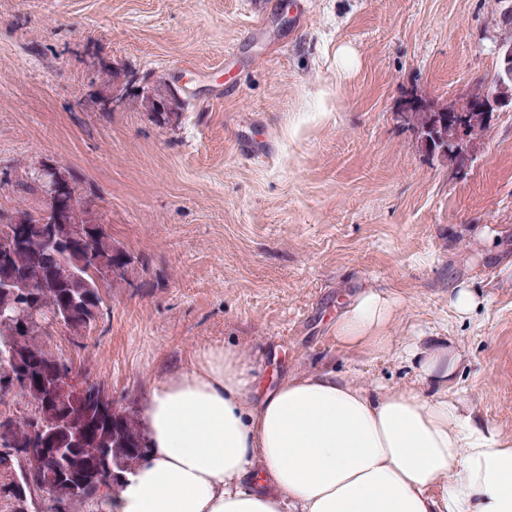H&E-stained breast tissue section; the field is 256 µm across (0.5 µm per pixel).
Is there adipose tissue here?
<instances>
[{
  "instance_id": "ef3b65f1",
  "label": "adipose tissue",
  "mask_w": 512,
  "mask_h": 512,
  "mask_svg": "<svg viewBox=\"0 0 512 512\" xmlns=\"http://www.w3.org/2000/svg\"><path fill=\"white\" fill-rule=\"evenodd\" d=\"M393 307L359 292L338 340L383 347ZM408 355L416 387L319 371L260 393L236 346L202 352L154 388L149 451L107 512H512V435L448 394V343Z\"/></svg>"
}]
</instances>
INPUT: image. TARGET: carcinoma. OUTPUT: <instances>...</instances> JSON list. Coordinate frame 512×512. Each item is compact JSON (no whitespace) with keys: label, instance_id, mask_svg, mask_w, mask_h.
Here are the masks:
<instances>
[{"label":"carcinoma","instance_id":"obj_1","mask_svg":"<svg viewBox=\"0 0 512 512\" xmlns=\"http://www.w3.org/2000/svg\"><path fill=\"white\" fill-rule=\"evenodd\" d=\"M82 231V240L65 253L64 262L53 270L38 259L43 243L36 231L25 243L12 246L0 264V281L7 289L0 295V304L13 309V302L24 303L41 288L39 305L55 313V325L65 329L76 341L92 330L102 313L108 291L129 284L133 275L129 256L112 238L106 225L85 224ZM115 265L123 268L125 274L101 283L102 270ZM46 331L47 327L36 325L29 327L26 335L15 336L13 323L0 322V402L9 391L17 364L24 358H29L30 370L41 371L37 358L47 356L41 343ZM83 378L89 386L87 394L63 391L50 397L45 408L30 401V409L0 416V424L8 425L13 438L23 444L30 436L35 417L40 415L52 424L60 417L80 413L86 424L85 440L73 450L69 464L80 470L82 476L68 479L63 492L77 504L98 507L106 500L108 492L121 490L123 478L132 473L147 453L148 439L137 412L131 407L113 403L99 410L95 399L103 385L86 374ZM98 448L109 449L113 473L110 480L105 479L103 470L99 469L98 459L91 457ZM34 467L35 459L31 456L13 457L7 465L9 479L0 484V496L12 502V512H32L36 490L28 487L21 490L18 484L24 482V473Z\"/></svg>","mask_w":512,"mask_h":512}]
</instances>
